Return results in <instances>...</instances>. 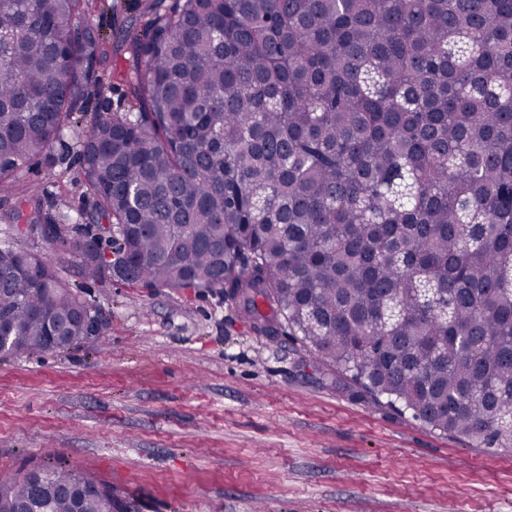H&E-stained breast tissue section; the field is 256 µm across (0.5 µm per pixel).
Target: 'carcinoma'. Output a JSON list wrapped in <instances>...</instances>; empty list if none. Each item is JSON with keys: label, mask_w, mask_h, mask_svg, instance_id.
<instances>
[{"label": "carcinoma", "mask_w": 512, "mask_h": 512, "mask_svg": "<svg viewBox=\"0 0 512 512\" xmlns=\"http://www.w3.org/2000/svg\"><path fill=\"white\" fill-rule=\"evenodd\" d=\"M96 0H0V192L92 280L218 288L434 430L512 447V0H149L135 106L92 101ZM93 208L50 215L28 164L87 112ZM106 222V245L74 233ZM103 335L53 258L0 241L7 354ZM117 512L53 466L0 476V512Z\"/></svg>", "instance_id": "cac0c4a2"}]
</instances>
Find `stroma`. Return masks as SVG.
Segmentation results:
<instances>
[{"label": "stroma", "instance_id": "1", "mask_svg": "<svg viewBox=\"0 0 512 512\" xmlns=\"http://www.w3.org/2000/svg\"><path fill=\"white\" fill-rule=\"evenodd\" d=\"M147 0H101L112 47L102 95L130 105L112 70ZM82 119L55 167L33 160L45 207H87ZM64 278L103 311L96 343L0 354V472L61 465L111 484L137 512H512V448L432 429L336 386V369L288 337L270 340L207 288L86 280L41 237Z\"/></svg>", "mask_w": 512, "mask_h": 512}]
</instances>
